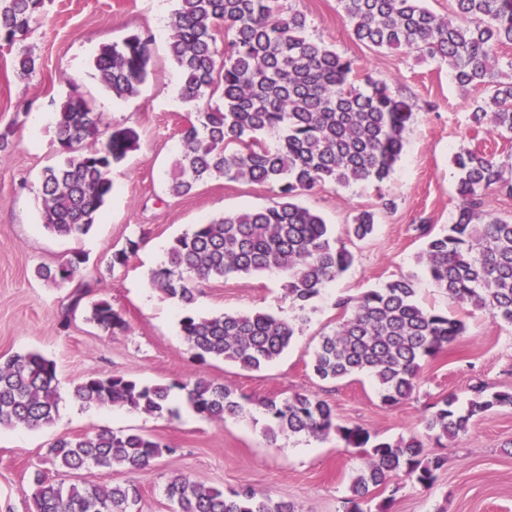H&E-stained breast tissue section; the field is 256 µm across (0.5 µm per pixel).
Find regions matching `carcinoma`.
<instances>
[{
  "instance_id": "1",
  "label": "carcinoma",
  "mask_w": 512,
  "mask_h": 512,
  "mask_svg": "<svg viewBox=\"0 0 512 512\" xmlns=\"http://www.w3.org/2000/svg\"><path fill=\"white\" fill-rule=\"evenodd\" d=\"M357 41L379 49L406 50L440 59L463 88L482 87L483 104L472 113L474 127L512 134V74L499 68L498 51L512 45V0H454L455 18L432 12L425 0H338ZM45 0H0V42L19 46L13 67L21 78L38 70L37 58L21 47L32 26L44 20ZM306 15L281 0H175L168 53L180 73V96L194 105L195 120L180 129L182 153L168 192L190 194L213 178L269 186L273 202L259 209L224 214L178 237L167 262L150 283L182 312V334L201 363L223 360L259 370L290 346L298 324L274 315L203 316L196 311L200 287L213 280L272 270L288 272L284 290L305 322L312 301L353 263L332 241L328 225L298 198L316 187L383 182L399 160L413 112L389 85L358 77L355 61L308 33ZM152 37L131 34L105 43L93 58L95 77L112 98L136 96L152 63ZM61 163L41 175L43 227L59 235L86 234L112 193V168L140 147L131 126L103 131L86 97L75 91L53 115ZM459 171L456 220L437 233L427 227L419 260L432 284L461 305L512 325V222L482 210L493 190L512 196V174L496 154L466 150L453 159ZM376 215L360 211L349 235L363 240ZM87 259L75 251L57 265L37 270L43 279L69 289L64 316L84 308L86 320L113 335L128 322L103 297L93 299L83 276ZM342 311L320 336L309 367L321 381L368 373L382 400L396 405L414 393L421 362L435 359L466 330L464 321L423 308L409 277L357 297L340 298ZM213 422L244 410L231 388L204 376L186 382L142 385L121 375L91 374L73 396L91 406L126 407L149 415L173 416L171 392ZM59 401L56 364L36 352L0 360V429L22 424L50 427ZM450 394L423 421L424 438L441 442L468 429L497 407L512 406V392L473 388L464 409ZM271 435L287 431L322 440L336 434L347 448L364 449L365 462L353 480L346 512H387L391 501L371 510L370 489L404 474L429 489L447 459L428 456L423 438L371 440L359 425L336 423L334 408L309 392L261 403ZM173 452L141 433L101 429L60 434L50 445L53 465L71 474L95 467L136 474L163 453ZM171 512H298L294 503L251 489L228 493L176 474L164 487ZM34 512H135L139 483H64L38 474Z\"/></svg>"
}]
</instances>
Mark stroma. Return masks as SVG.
Returning a JSON list of instances; mask_svg holds the SVG:
<instances>
[{"label":"stroma","mask_w":512,"mask_h":512,"mask_svg":"<svg viewBox=\"0 0 512 512\" xmlns=\"http://www.w3.org/2000/svg\"><path fill=\"white\" fill-rule=\"evenodd\" d=\"M284 2L306 14L311 37L407 99L413 116L401 158L383 187L327 185L301 196V204L324 218L332 238L354 261L313 301L308 321L283 356L258 371L221 361L200 364L180 332L178 307L162 299L149 281L174 239L195 224L265 207L272 198L267 186L225 179L202 184L186 197L168 195V174L181 155L179 130L194 109L178 95L179 72L167 52L168 34L155 24L160 0H46L44 21L24 41L40 67L25 79L13 69L14 48L0 45V128H15L12 149L0 155V358L37 351L55 361L63 407L74 403L73 387L89 374L122 375L147 385L203 374L245 398L244 411L221 423L195 414L177 391L175 418L82 405L69 415H56L47 428L2 430L0 512H30L36 472L56 474L47 455L56 436L103 428L137 431L174 449L137 474L143 490L139 512H169L163 488L176 473L226 491L249 487L294 502L299 512H345L351 480L363 466L362 450L345 447L334 436L317 441L281 433L269 439L261 400L310 392L334 407L338 423L395 440L421 435L423 416L448 394L467 401L472 386L480 383L492 391H512V327L449 299L416 261L425 245L420 226L437 231L453 221L459 178L454 155L484 147L512 165V135L475 134L470 116L484 91L460 88L448 67L436 61L357 41L338 0ZM141 31L153 36V71L138 97L113 100L95 79L92 58L101 44ZM74 90L90 100L102 126L136 127L141 145L113 168L112 193L90 232L59 236L42 226L40 179L45 167L61 159L54 105ZM363 210L376 212L377 226L360 241L349 237L347 226ZM133 241L138 248L128 264L111 267L113 253ZM74 250L86 255V274L121 311L129 324L126 332L108 334L81 313L62 320L66 289L41 280L36 270ZM402 276L414 279L423 307L462 319L467 327L447 351L422 362L413 396L390 407L368 375L337 382L314 377L308 362L320 335L340 315L337 298L359 296ZM285 279L284 272L271 271L212 280L203 286L196 309L205 316L265 311L294 319L298 312L282 289ZM425 446L447 459L434 487L425 490L400 476L394 480L397 493L375 489L374 503L390 501L388 512H512V407L473 420L445 445L429 440Z\"/></svg>","instance_id":"35a3bbf8"}]
</instances>
